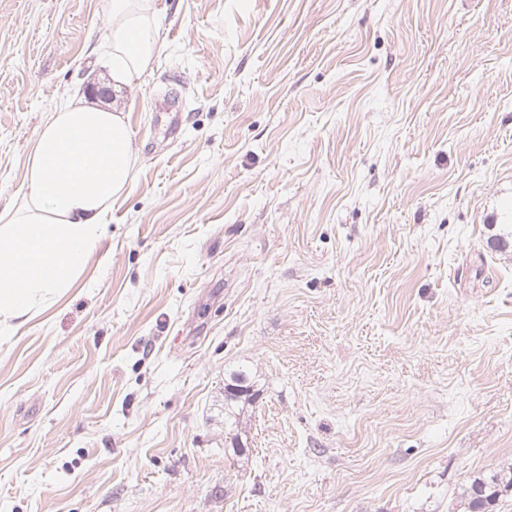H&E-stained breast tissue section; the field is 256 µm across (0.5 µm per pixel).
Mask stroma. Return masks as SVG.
<instances>
[{"mask_svg":"<svg viewBox=\"0 0 512 512\" xmlns=\"http://www.w3.org/2000/svg\"><path fill=\"white\" fill-rule=\"evenodd\" d=\"M164 2L107 232L0 334V512H464L512 466V0ZM107 13L0 0V208ZM249 374L245 370H239L233 377V384L239 387V390L234 393H228L227 384L224 385V429H228V434L233 435V440H236L237 434L231 433L234 432L235 429L238 428L239 421L236 417V412L229 408V403H242V409L247 403L248 405H252L255 403L257 399V395L252 390V386L250 384ZM238 430V429H237Z\"/></svg>","mask_w":512,"mask_h":512,"instance_id":"1","label":"stroma"}]
</instances>
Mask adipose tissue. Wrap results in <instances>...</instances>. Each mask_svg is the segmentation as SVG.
Returning <instances> with one entry per match:
<instances>
[{
	"mask_svg": "<svg viewBox=\"0 0 512 512\" xmlns=\"http://www.w3.org/2000/svg\"><path fill=\"white\" fill-rule=\"evenodd\" d=\"M160 0H110L104 41L112 105L53 107L26 162V191L0 211V330L21 326L73 288L104 234L101 217L132 180L124 85L160 49Z\"/></svg>",
	"mask_w": 512,
	"mask_h": 512,
	"instance_id": "obj_1",
	"label": "adipose tissue"
}]
</instances>
